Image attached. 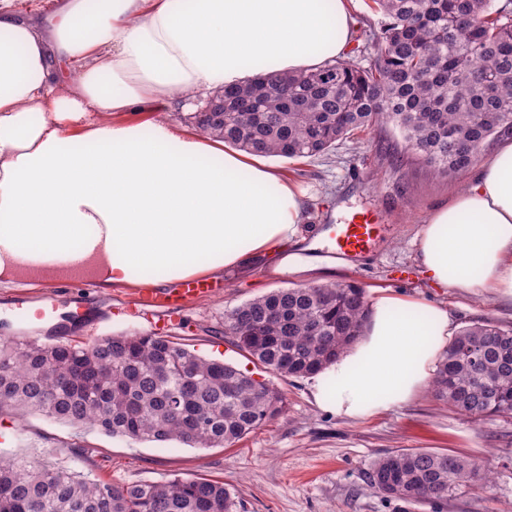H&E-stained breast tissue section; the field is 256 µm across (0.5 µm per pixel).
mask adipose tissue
Segmentation results:
<instances>
[{"mask_svg":"<svg viewBox=\"0 0 512 512\" xmlns=\"http://www.w3.org/2000/svg\"><path fill=\"white\" fill-rule=\"evenodd\" d=\"M348 0H0V288L160 286L268 260L321 284L352 261L303 235V195L270 164L174 121L180 99L343 56ZM431 287L512 302V141L423 224ZM360 339L312 384L364 420L412 402L448 345L445 307L380 288Z\"/></svg>","mask_w":512,"mask_h":512,"instance_id":"1","label":"adipose tissue"}]
</instances>
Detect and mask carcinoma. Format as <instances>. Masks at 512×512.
<instances>
[{
  "instance_id": "1",
  "label": "carcinoma",
  "mask_w": 512,
  "mask_h": 512,
  "mask_svg": "<svg viewBox=\"0 0 512 512\" xmlns=\"http://www.w3.org/2000/svg\"><path fill=\"white\" fill-rule=\"evenodd\" d=\"M381 32L361 30L351 56L315 71L276 72L224 89L210 136L268 157L327 155L377 125L403 153L453 177L494 140L512 136V0H373ZM369 54L370 64L356 58ZM370 314L349 283L280 288L224 318V335L275 375L321 372ZM433 396L467 416L512 415V328L483 322L449 343ZM282 397L234 366L166 336L122 334L92 344L0 338V414H37L140 442L223 448L273 420ZM487 460L405 448L374 462L370 484L412 505L490 482ZM0 512H236L208 478L114 485L23 458L0 462Z\"/></svg>"
}]
</instances>
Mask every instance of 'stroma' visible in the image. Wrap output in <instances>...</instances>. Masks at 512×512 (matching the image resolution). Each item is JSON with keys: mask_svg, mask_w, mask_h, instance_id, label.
I'll return each instance as SVG.
<instances>
[{"mask_svg": "<svg viewBox=\"0 0 512 512\" xmlns=\"http://www.w3.org/2000/svg\"><path fill=\"white\" fill-rule=\"evenodd\" d=\"M399 149L397 133L377 127L364 141L341 143L327 155L299 161L277 157L273 163L302 190L309 235L347 223L357 212L377 214V238L355 268L342 272V281L368 293L384 287L408 299L444 304L459 330L486 320L512 327L511 302L492 295L470 298L425 282L415 262L421 226L471 174L448 178L411 158L393 161ZM337 206L342 212L335 217L331 211ZM264 269L260 258L228 276L208 277L207 293L183 300L165 333L279 389L284 398L279 417L231 447L191 448L176 441L133 442L90 428L77 435L37 416L23 421L0 416V458L41 459L121 485L220 480L233 493L237 512H512V415L476 420L449 409L426 389L391 412L365 420L339 418L314 402L310 379L272 375L222 338L228 311L278 289ZM135 292L128 285L103 289L88 282L0 288V337L86 342L93 336L146 335L152 328L145 318L116 312ZM20 296L34 304L50 296L68 312L59 321H28L11 311ZM403 448L490 460L491 481L485 491L468 490L444 504L402 505L371 486L367 473L378 458Z\"/></svg>", "mask_w": 512, "mask_h": 512, "instance_id": "stroma-1", "label": "stroma"}]
</instances>
